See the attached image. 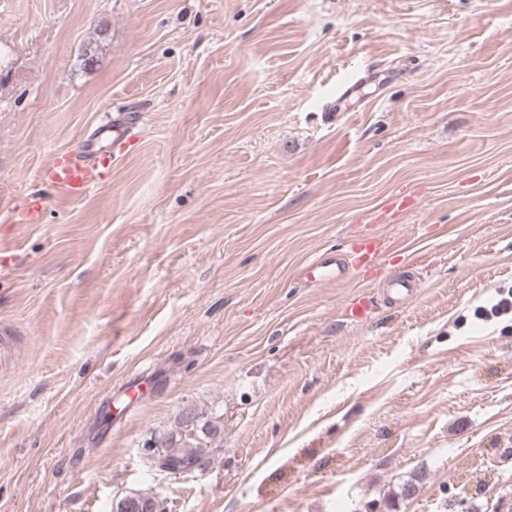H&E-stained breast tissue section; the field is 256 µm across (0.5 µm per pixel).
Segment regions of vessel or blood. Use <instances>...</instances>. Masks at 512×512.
<instances>
[{
	"label": "vessel or blood",
	"instance_id": "1",
	"mask_svg": "<svg viewBox=\"0 0 512 512\" xmlns=\"http://www.w3.org/2000/svg\"><path fill=\"white\" fill-rule=\"evenodd\" d=\"M137 119L126 116L113 119L108 131L111 135L109 149L89 148L80 156L68 157L55 163L46 171L47 179L64 195L78 196L98 184L106 168V159L111 158L114 148H128L131 145V129ZM385 252L381 237L370 236L352 245L342 254H323L314 258L308 266L309 276L317 281L343 282L350 269L377 264ZM418 283L415 279L399 275L388 280L387 296L402 303L414 295Z\"/></svg>",
	"mask_w": 512,
	"mask_h": 512
}]
</instances>
